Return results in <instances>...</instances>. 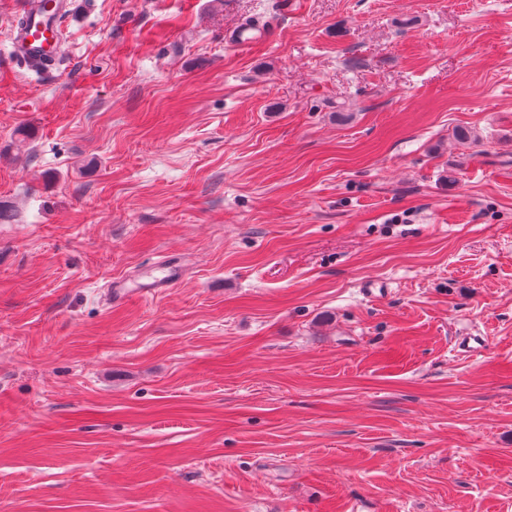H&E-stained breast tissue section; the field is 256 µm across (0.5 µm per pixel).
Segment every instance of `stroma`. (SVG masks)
Listing matches in <instances>:
<instances>
[{"label":"stroma","mask_w":512,"mask_h":512,"mask_svg":"<svg viewBox=\"0 0 512 512\" xmlns=\"http://www.w3.org/2000/svg\"><path fill=\"white\" fill-rule=\"evenodd\" d=\"M26 2L0 512H512V0ZM43 0H34L22 18L23 23L12 29L14 52L28 62L50 64L59 55L61 26L60 17L67 13L68 0H52L50 9L53 19L49 22L40 12ZM49 1H43V9ZM176 280V272L166 271V268L163 271V275L160 277H155L153 281L146 285V289H137L136 292L130 293L131 291H125V289L114 288L112 291V283L107 288L108 299L112 301V297H118L120 299H124L127 296H135L140 298L146 294L151 293L152 291H156L158 288H167L171 286ZM120 290H123L120 291Z\"/></svg>","instance_id":"35a3bbf8"}]
</instances>
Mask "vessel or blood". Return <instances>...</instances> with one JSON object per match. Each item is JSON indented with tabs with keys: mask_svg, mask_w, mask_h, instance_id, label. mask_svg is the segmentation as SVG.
Masks as SVG:
<instances>
[{
	"mask_svg": "<svg viewBox=\"0 0 512 512\" xmlns=\"http://www.w3.org/2000/svg\"><path fill=\"white\" fill-rule=\"evenodd\" d=\"M68 10V0H52L49 14H42L38 0H33L21 24L12 29L15 53L29 62L50 64L59 54L60 17Z\"/></svg>",
	"mask_w": 512,
	"mask_h": 512,
	"instance_id": "1",
	"label": "vessel or blood"
}]
</instances>
